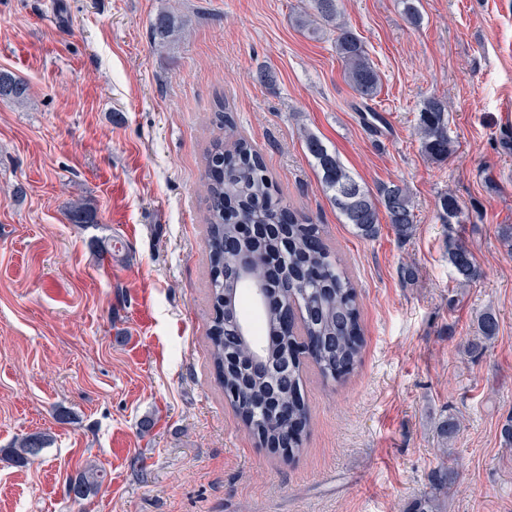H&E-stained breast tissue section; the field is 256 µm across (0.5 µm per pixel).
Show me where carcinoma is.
Instances as JSON below:
<instances>
[{"instance_id": "obj_1", "label": "carcinoma", "mask_w": 512, "mask_h": 512, "mask_svg": "<svg viewBox=\"0 0 512 512\" xmlns=\"http://www.w3.org/2000/svg\"><path fill=\"white\" fill-rule=\"evenodd\" d=\"M302 24L315 35L328 28L335 33L336 53L343 76L361 100V112H371L369 102L377 96L381 78L360 37L341 19L338 0H307L301 11ZM154 35L164 41L175 36L170 14L161 12L152 22ZM0 99L22 104L28 99L27 83L0 71ZM218 128L224 131L206 157L204 178L207 190L206 233L210 265L209 329L211 356L218 381L237 415L260 443L270 448L301 450L305 429L285 428L275 414L288 411V421H307V406L301 375L305 362L315 366L326 380L349 374L362 348V327L356 303L355 285L341 268L332 249L310 217L274 197L272 182L262 155L237 133L235 121L226 108L216 113ZM417 133L425 154L436 161L452 152L448 136V102L432 96L422 103ZM304 147L320 175L324 193L332 206L362 239L379 233L380 216H385L398 234L409 236L415 224L414 206L408 188L394 182L370 190L340 162L314 133L304 134ZM74 224H92L94 212L83 204L70 209ZM238 253L254 257L255 279L273 285L269 305L252 320L237 291L229 264ZM448 260L459 283L477 276L473 255L467 246L455 242ZM296 317L295 327L281 328L280 306ZM251 327V342L236 336L237 321ZM480 336L470 349L485 347L498 334L499 321L492 311L478 319ZM261 349L264 362L253 365L254 350ZM459 429L450 416L437 426L442 457ZM46 435L22 437L9 450L7 460L27 465L39 457ZM101 475L89 468L71 483L77 498L96 491ZM458 473L445 464L433 473L432 489L416 499L412 512H442L445 498L455 486Z\"/></svg>"}]
</instances>
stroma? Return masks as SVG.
I'll return each mask as SVG.
<instances>
[{
	"label": "stroma",
	"mask_w": 512,
	"mask_h": 512,
	"mask_svg": "<svg viewBox=\"0 0 512 512\" xmlns=\"http://www.w3.org/2000/svg\"><path fill=\"white\" fill-rule=\"evenodd\" d=\"M302 0H0V450L47 434L40 457L0 460V512H407L441 460L436 424L460 429L448 512H512V0H340L381 75L367 123L331 31ZM180 33L158 43L151 23ZM275 71V85L256 80ZM448 101L454 152L430 159L423 100ZM229 107L279 194L320 224L360 300L353 372L302 374L309 421L272 452L224 397L210 357L203 175ZM310 130L368 187L401 182L415 230L363 240L326 198ZM453 195L457 219L442 222ZM76 203L97 221L74 224ZM458 240L478 279L459 284ZM499 334L468 354L477 318ZM99 489L75 498L88 466ZM0 99L23 104L28 99L27 83L12 73L0 71Z\"/></svg>",
	"instance_id": "35a3bbf8"
}]
</instances>
